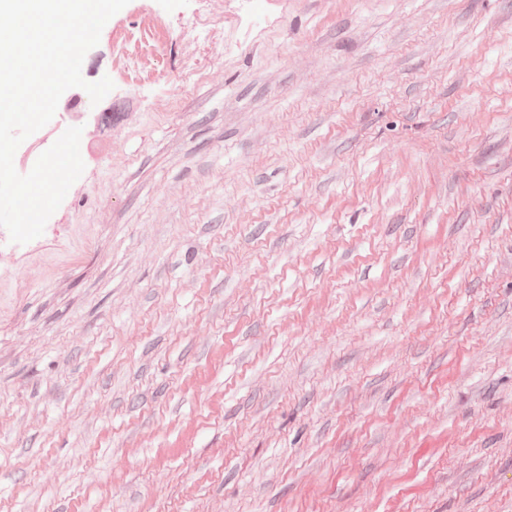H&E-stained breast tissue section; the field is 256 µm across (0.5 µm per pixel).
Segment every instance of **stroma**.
<instances>
[{
	"instance_id": "obj_1",
	"label": "stroma",
	"mask_w": 512,
	"mask_h": 512,
	"mask_svg": "<svg viewBox=\"0 0 512 512\" xmlns=\"http://www.w3.org/2000/svg\"><path fill=\"white\" fill-rule=\"evenodd\" d=\"M252 2L84 58L130 95L0 260V512H512V0ZM219 0H199L196 11L187 18L186 25L191 34V42L201 38H215L224 41V28H216L214 22V3ZM60 241L61 240L58 238L53 239L51 242L43 245L41 248L35 249L37 247V243L32 241L25 244L12 242L10 240L8 231L5 228L0 227V250L1 246H3V248L8 251L7 253L11 254L16 263H26L35 255L40 254L47 247L52 246Z\"/></svg>"
}]
</instances>
